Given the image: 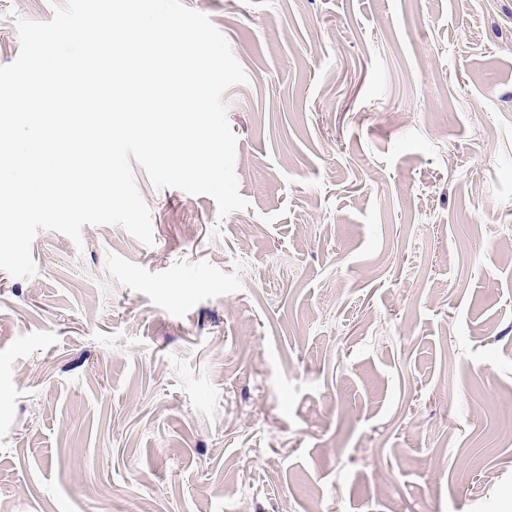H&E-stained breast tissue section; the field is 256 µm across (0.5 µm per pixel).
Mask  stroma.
Here are the masks:
<instances>
[{"instance_id": "1", "label": "stroma", "mask_w": 512, "mask_h": 512, "mask_svg": "<svg viewBox=\"0 0 512 512\" xmlns=\"http://www.w3.org/2000/svg\"><path fill=\"white\" fill-rule=\"evenodd\" d=\"M182 3L249 206L0 271V512H512V0Z\"/></svg>"}]
</instances>
